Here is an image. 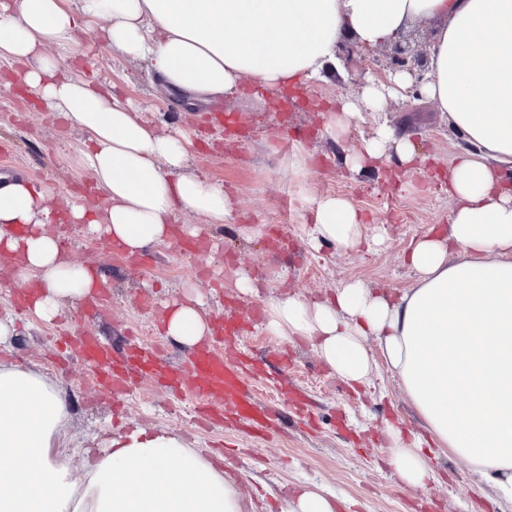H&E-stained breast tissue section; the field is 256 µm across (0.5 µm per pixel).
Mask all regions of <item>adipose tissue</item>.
Segmentation results:
<instances>
[{
    "label": "adipose tissue",
    "instance_id": "obj_1",
    "mask_svg": "<svg viewBox=\"0 0 512 512\" xmlns=\"http://www.w3.org/2000/svg\"><path fill=\"white\" fill-rule=\"evenodd\" d=\"M101 21L108 47L148 62L169 94L197 102L238 96L245 81L273 100L288 85L324 81L344 40L371 52L412 23L437 22L420 91L468 144L451 169L447 235L411 241V288L394 294L353 280L319 301L282 295L269 300L264 325L308 342L353 389L371 386L385 364L422 425L382 429L404 486H424L433 458L450 455L512 507V0H0V58L24 65L35 98L87 137L80 161L105 206L72 204L67 223L132 257L166 243L182 213L227 223L231 203L221 184L188 172L191 134L156 130L91 80L62 75L76 32ZM411 84L409 74H391L358 102L337 101L330 135L343 142L364 112ZM391 154L409 170L425 163L384 122L345 162L358 170ZM52 201L26 181L0 187V254L15 257L19 279H37L28 310L45 323L96 282L93 268L61 254ZM304 231L314 248L381 242L336 196L317 200ZM163 330L194 347L212 325L190 297L167 305ZM371 338L378 353L366 346ZM69 416L44 373L0 359V512H244L223 469L166 429L106 434L74 468L62 440Z\"/></svg>",
    "mask_w": 512,
    "mask_h": 512
}]
</instances>
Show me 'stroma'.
Here are the masks:
<instances>
[{"instance_id": "stroma-1", "label": "stroma", "mask_w": 512, "mask_h": 512, "mask_svg": "<svg viewBox=\"0 0 512 512\" xmlns=\"http://www.w3.org/2000/svg\"><path fill=\"white\" fill-rule=\"evenodd\" d=\"M79 42L69 75L132 100L149 126L199 133L190 169L224 186L233 213L225 224L180 215L178 227L197 226L200 234L154 247L155 262L147 270L114 255L104 240L85 235L80 226L61 225L68 259L106 276L103 301L110 313L101 317L81 302L65 305L50 324L17 318L10 351L13 359L58 384L71 412L65 429L69 447L81 451L89 436L135 424L174 431L205 451L224 443L229 449L224 469L235 476L234 488L248 512H287L289 492L300 486L352 501L353 512H501L492 489L455 458L434 461L435 475L425 486L408 488L399 481L381 430L389 421L410 431L418 421L386 370H378L369 392H355L309 345L269 335L263 327L267 300L283 294L315 299L355 279L395 291L412 287L414 274L403 262L411 240L429 230H448L453 207L448 177L466 143L434 104L410 94L384 106L397 136L413 140L428 159L422 170L397 179L390 163L354 171L344 162L346 153L361 149L371 136L373 118L354 125L339 144L318 112L331 100L356 97L363 85L392 72L389 46L368 54L338 47L339 72L329 82L311 85L309 103L289 109L284 123L274 103L252 94L221 99L225 112L243 121L245 138L236 141L219 137L205 107L183 103L168 111L169 100L160 95L153 72L107 48L98 27L81 32ZM299 131L305 134L303 155L295 148ZM85 140L78 126L34 106L19 84L0 85V174L52 189L55 211L66 212L84 196L90 180L80 164ZM326 195L347 199L365 224L384 228V244L374 252L307 247L304 209ZM242 271L257 279L258 294L239 293L235 283ZM191 288L203 296L211 318L237 315L243 350L284 354V361L254 383L258 402L282 413L280 429L270 437L255 439L219 425L201 428L191 398L174 401L151 379L133 377L128 391L112 394L92 383L77 353L64 350L63 338L81 333L115 347L147 342L161 347L170 370L189 371L191 348L164 336L162 319L165 303L185 300Z\"/></svg>"}]
</instances>
